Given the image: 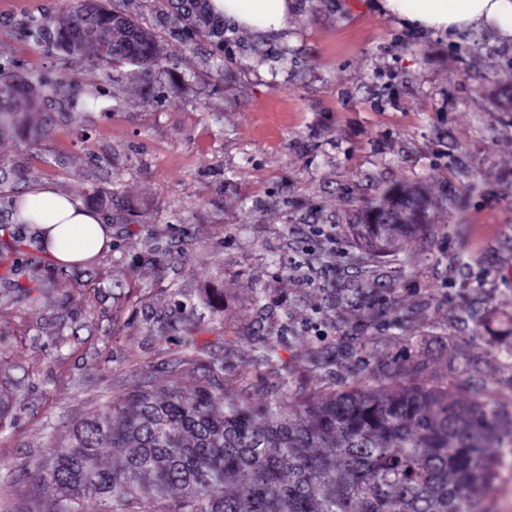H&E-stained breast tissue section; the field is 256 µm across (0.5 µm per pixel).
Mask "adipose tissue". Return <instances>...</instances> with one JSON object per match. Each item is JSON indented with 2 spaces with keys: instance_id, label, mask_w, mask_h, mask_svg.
<instances>
[{
  "instance_id": "obj_1",
  "label": "adipose tissue",
  "mask_w": 512,
  "mask_h": 512,
  "mask_svg": "<svg viewBox=\"0 0 512 512\" xmlns=\"http://www.w3.org/2000/svg\"><path fill=\"white\" fill-rule=\"evenodd\" d=\"M209 5L227 24L264 34L279 30L288 10V0H210ZM379 6L413 28L452 33L489 26L512 38V0H380ZM30 200L17 219L42 231L57 263H85L109 249L111 229L72 195L46 187Z\"/></svg>"
}]
</instances>
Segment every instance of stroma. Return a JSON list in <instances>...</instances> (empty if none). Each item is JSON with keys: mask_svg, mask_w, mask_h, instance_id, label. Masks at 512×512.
I'll list each match as a JSON object with an SVG mask.
<instances>
[{"mask_svg": "<svg viewBox=\"0 0 512 512\" xmlns=\"http://www.w3.org/2000/svg\"><path fill=\"white\" fill-rule=\"evenodd\" d=\"M106 2L156 36L160 67L113 69L117 103L43 101L38 150L0 141V165L30 175L13 191L77 189L112 221L111 250L57 271L37 310L0 279V512H29V471L112 394L196 385L189 296L212 301L196 343L223 361L227 399L270 393L250 357L271 346L298 394L449 375L512 415V39L413 30L373 0H290L279 32L228 26L219 52L184 40L161 0ZM68 4L0 0L15 80L98 78L19 35ZM389 187L420 193L434 224L361 257L350 226Z\"/></svg>", "mask_w": 512, "mask_h": 512, "instance_id": "1", "label": "stroma"}]
</instances>
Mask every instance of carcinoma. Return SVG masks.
Returning a JSON list of instances; mask_svg holds the SVG:
<instances>
[{
    "label": "carcinoma",
    "mask_w": 512,
    "mask_h": 512,
    "mask_svg": "<svg viewBox=\"0 0 512 512\" xmlns=\"http://www.w3.org/2000/svg\"><path fill=\"white\" fill-rule=\"evenodd\" d=\"M168 14L187 37L214 31L207 0H167ZM50 51L87 57L100 67L114 61L145 72L160 66L154 34L99 0H74L54 32L28 18L23 31ZM0 137L25 128L26 148L48 134L32 121L42 94L68 101L71 82L45 77L37 86L11 83L0 62ZM431 224L413 193L384 194L362 208V239L402 231L399 220ZM38 238L0 245L3 278L18 298L36 306L51 286L42 274ZM205 302L188 301L181 321L192 347ZM266 348L257 361L272 367L273 392L260 405L224 399V364L199 356L203 372L192 389L173 386L158 396L142 388L118 394L77 421L62 443L29 473L43 495L30 512H79L94 499L99 512H480L494 484L492 448L512 447V417L488 401H461L452 385L355 384L332 396L312 393L288 401L292 376ZM105 448L123 451L120 463L102 461Z\"/></svg>",
    "instance_id": "obj_1"
}]
</instances>
